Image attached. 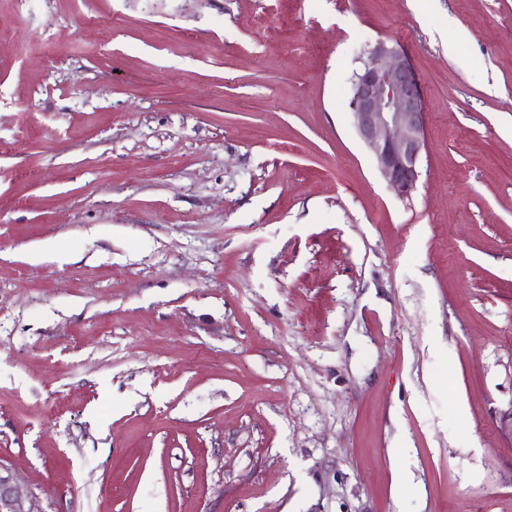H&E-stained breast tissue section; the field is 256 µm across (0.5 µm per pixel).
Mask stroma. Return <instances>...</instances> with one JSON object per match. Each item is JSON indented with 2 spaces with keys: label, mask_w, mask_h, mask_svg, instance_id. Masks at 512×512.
I'll return each mask as SVG.
<instances>
[{
  "label": "stroma",
  "mask_w": 512,
  "mask_h": 512,
  "mask_svg": "<svg viewBox=\"0 0 512 512\" xmlns=\"http://www.w3.org/2000/svg\"><path fill=\"white\" fill-rule=\"evenodd\" d=\"M511 409L512 0H0V463L45 512H512ZM366 54L351 85L354 124L382 177L405 198L420 176L426 103L400 46L380 40Z\"/></svg>",
  "instance_id": "1"
}]
</instances>
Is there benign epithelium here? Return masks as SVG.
<instances>
[{"mask_svg": "<svg viewBox=\"0 0 512 512\" xmlns=\"http://www.w3.org/2000/svg\"><path fill=\"white\" fill-rule=\"evenodd\" d=\"M351 106L357 133L382 177L405 198L416 188L425 150L426 103L405 51L379 40L354 73ZM0 512H45L39 497L23 494L0 464Z\"/></svg>", "mask_w": 512, "mask_h": 512, "instance_id": "benign-epithelium-1", "label": "benign epithelium"}]
</instances>
